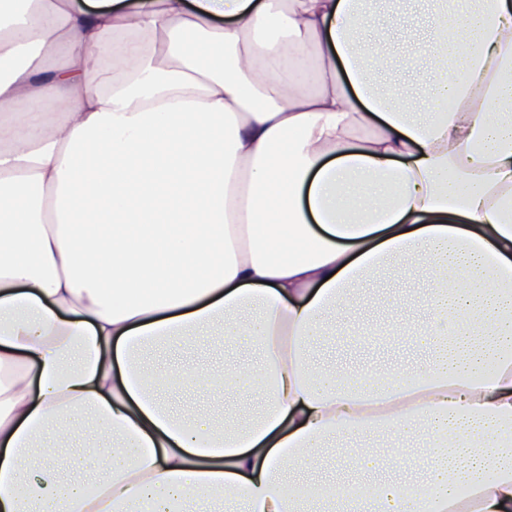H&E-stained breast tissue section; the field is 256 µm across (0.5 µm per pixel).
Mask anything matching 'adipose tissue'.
Listing matches in <instances>:
<instances>
[{
	"label": "adipose tissue",
	"mask_w": 512,
	"mask_h": 512,
	"mask_svg": "<svg viewBox=\"0 0 512 512\" xmlns=\"http://www.w3.org/2000/svg\"><path fill=\"white\" fill-rule=\"evenodd\" d=\"M370 2L0 0V512H512V0H436L423 112L382 88ZM381 301L426 354L406 384L313 365ZM214 336L260 364L142 361ZM49 434L83 438L75 479ZM364 436L393 444L356 485L285 480ZM161 397L172 409H179L181 407H188L190 405H198L203 406L201 401L216 402L217 407H220L221 402H223L224 406V397L222 398L219 393L215 395H210L206 398L198 397L197 395L189 392V391H163L161 393Z\"/></svg>",
	"instance_id": "adipose-tissue-1"
}]
</instances>
